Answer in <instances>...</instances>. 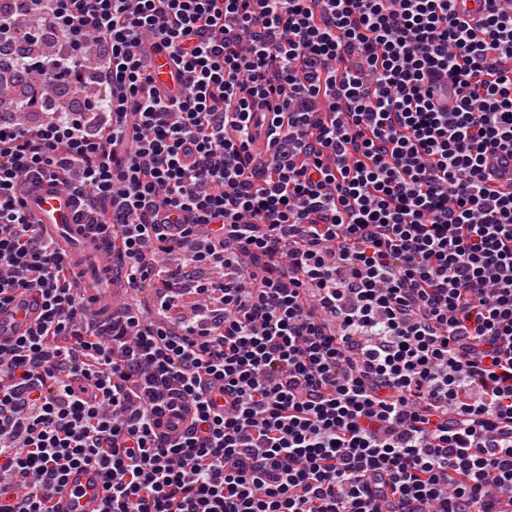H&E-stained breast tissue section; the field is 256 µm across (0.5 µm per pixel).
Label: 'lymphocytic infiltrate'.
Masks as SVG:
<instances>
[{"label":"lymphocytic infiltrate","instance_id":"obj_1","mask_svg":"<svg viewBox=\"0 0 512 512\" xmlns=\"http://www.w3.org/2000/svg\"><path fill=\"white\" fill-rule=\"evenodd\" d=\"M24 17L65 50L0 63L37 116L0 113V304L43 302L0 343V512L78 466L102 512H512V0H22L0 41ZM42 183L149 306L88 315Z\"/></svg>","mask_w":512,"mask_h":512}]
</instances>
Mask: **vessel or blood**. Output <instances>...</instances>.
Instances as JSON below:
<instances>
[{
    "label": "vessel or blood",
    "mask_w": 512,
    "mask_h": 512,
    "mask_svg": "<svg viewBox=\"0 0 512 512\" xmlns=\"http://www.w3.org/2000/svg\"><path fill=\"white\" fill-rule=\"evenodd\" d=\"M28 197L38 222L54 236L70 243L73 260H94L95 268L83 282L93 306L107 315L116 311L119 290L113 281L115 259L107 248L87 235L83 226L74 223L72 197L48 186L29 190ZM41 310V297L34 291L19 293L9 303L1 305L0 340L12 341L26 334ZM104 486L105 479L98 471L82 467L72 469L64 489L52 501V512H99Z\"/></svg>",
    "instance_id": "obj_1"
}]
</instances>
